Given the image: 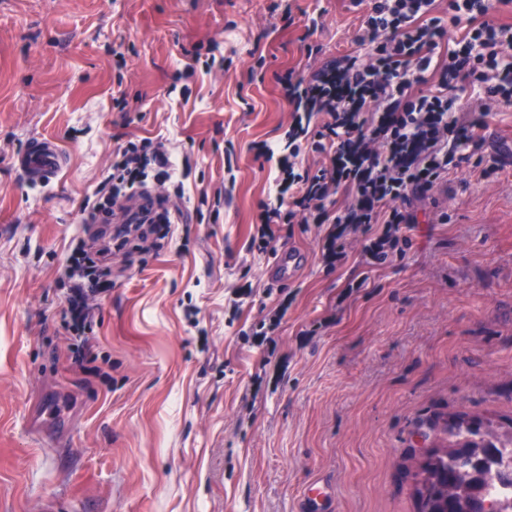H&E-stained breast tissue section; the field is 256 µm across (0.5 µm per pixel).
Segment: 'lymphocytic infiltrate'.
Returning <instances> with one entry per match:
<instances>
[{
	"instance_id": "obj_1",
	"label": "lymphocytic infiltrate",
	"mask_w": 512,
	"mask_h": 512,
	"mask_svg": "<svg viewBox=\"0 0 512 512\" xmlns=\"http://www.w3.org/2000/svg\"><path fill=\"white\" fill-rule=\"evenodd\" d=\"M496 0H448L436 15V0H372L364 22L368 62L344 55L308 75L285 74L279 83L294 118L285 146L252 147L255 160L276 162L275 198L259 205V228L250 241L269 250L277 224H326L322 244L327 266L345 259V233L363 228L371 240L368 262L402 258L408 243L403 230L409 209L450 167L479 151L482 116L462 111L455 89L483 91L487 99L512 103V26L490 15ZM466 32L443 61L434 51L450 28ZM321 123H313V116ZM324 154L325 164L302 165L306 152ZM190 173L163 138H144L118 146L112 171L101 188L106 202H87L82 221L92 229L93 250L74 263L63 319L80 337L77 363L96 357L86 332L92 309L87 299L112 288L113 254L127 262L148 251L150 235L163 226L185 224L189 209L181 187ZM171 183L174 194H153L151 181ZM347 204L337 206V194Z\"/></svg>"
}]
</instances>
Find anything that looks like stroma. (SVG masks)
Instances as JSON below:
<instances>
[{"label": "stroma", "instance_id": "obj_1", "mask_svg": "<svg viewBox=\"0 0 512 512\" xmlns=\"http://www.w3.org/2000/svg\"><path fill=\"white\" fill-rule=\"evenodd\" d=\"M366 13L0 0V512H302L315 483L328 512H418L412 475L448 418L512 423V106L458 90L487 115L484 144L417 203L403 260L367 265L357 229L330 271L329 225L279 224L276 249L302 255L281 284L273 252L249 248L278 174L251 146L293 122L277 78L367 59ZM199 47L215 64L184 75ZM40 135L66 154L47 186L14 163ZM159 135L190 159L193 216L143 262L113 256L89 332L104 374L89 375L62 322L80 209L118 144ZM49 396L61 420L32 428Z\"/></svg>", "mask_w": 512, "mask_h": 512}]
</instances>
